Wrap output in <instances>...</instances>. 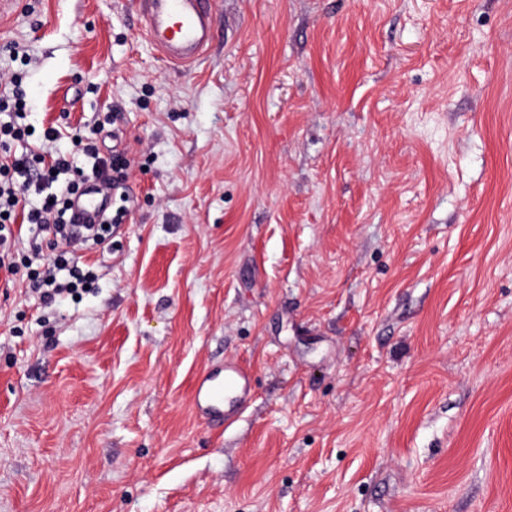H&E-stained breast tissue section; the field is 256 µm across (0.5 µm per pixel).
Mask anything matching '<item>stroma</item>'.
<instances>
[{"instance_id": "obj_1", "label": "stroma", "mask_w": 512, "mask_h": 512, "mask_svg": "<svg viewBox=\"0 0 512 512\" xmlns=\"http://www.w3.org/2000/svg\"><path fill=\"white\" fill-rule=\"evenodd\" d=\"M213 11L187 69L134 0L0 15L29 146L102 127L133 205L79 296L0 275V512H512V0ZM251 397V372L234 360H225L196 376L192 403L199 418L225 427L235 421Z\"/></svg>"}]
</instances>
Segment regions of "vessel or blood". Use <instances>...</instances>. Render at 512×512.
<instances>
[{
    "label": "vessel or blood",
    "mask_w": 512,
    "mask_h": 512,
    "mask_svg": "<svg viewBox=\"0 0 512 512\" xmlns=\"http://www.w3.org/2000/svg\"><path fill=\"white\" fill-rule=\"evenodd\" d=\"M136 6L144 21V35L172 65H194L213 40L211 0H136ZM251 397L250 371L228 360L197 375L192 403L199 418L226 426L235 421Z\"/></svg>",
    "instance_id": "obj_1"
}]
</instances>
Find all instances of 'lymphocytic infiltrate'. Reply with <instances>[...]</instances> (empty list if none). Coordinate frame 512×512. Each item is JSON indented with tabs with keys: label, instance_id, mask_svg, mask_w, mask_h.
<instances>
[{
	"label": "lymphocytic infiltrate",
	"instance_id": "obj_1",
	"mask_svg": "<svg viewBox=\"0 0 512 512\" xmlns=\"http://www.w3.org/2000/svg\"><path fill=\"white\" fill-rule=\"evenodd\" d=\"M26 97L16 75L0 73V223L23 219L36 231L50 236L47 245L33 243L34 252L47 247L57 251L58 261H70V279L64 284L58 282L54 266L33 273V288L49 302L84 284L81 248L89 242L104 244L107 225L127 220L128 174L100 153L92 130L79 133L77 140L64 150L13 152V142L24 140L26 134ZM79 153L86 156V163L76 162ZM98 178L112 187L114 195L108 202L103 225L83 231L73 225L74 200L81 189Z\"/></svg>",
	"mask_w": 512,
	"mask_h": 512
}]
</instances>
